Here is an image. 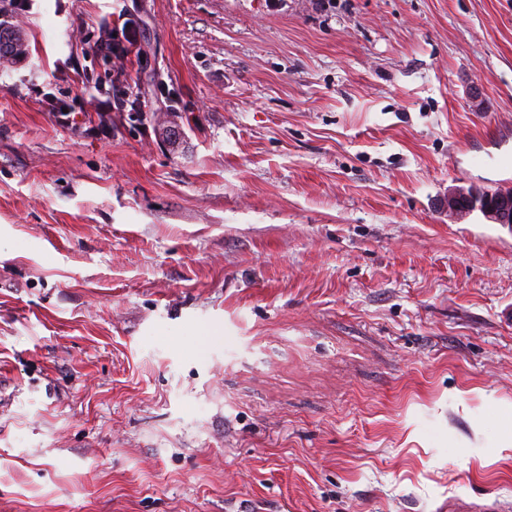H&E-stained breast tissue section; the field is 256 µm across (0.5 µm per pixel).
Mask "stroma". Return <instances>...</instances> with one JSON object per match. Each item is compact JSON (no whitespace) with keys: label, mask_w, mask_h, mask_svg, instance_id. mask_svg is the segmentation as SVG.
I'll return each instance as SVG.
<instances>
[{"label":"stroma","mask_w":512,"mask_h":512,"mask_svg":"<svg viewBox=\"0 0 512 512\" xmlns=\"http://www.w3.org/2000/svg\"><path fill=\"white\" fill-rule=\"evenodd\" d=\"M0 26V512H512V228L441 206L500 186L512 0ZM121 69L149 111L42 105ZM109 16L110 18H106L100 26L98 38L92 48L97 54L124 60L133 52L136 40L127 24L124 23L120 28L115 22L112 24V12ZM113 34H116V37H113ZM510 137L501 136L492 141L485 154L476 159V164L480 167L489 169L497 176L502 178V181H508L512 178V150L510 147ZM510 166V167H509Z\"/></svg>","instance_id":"35a3bbf8"}]
</instances>
